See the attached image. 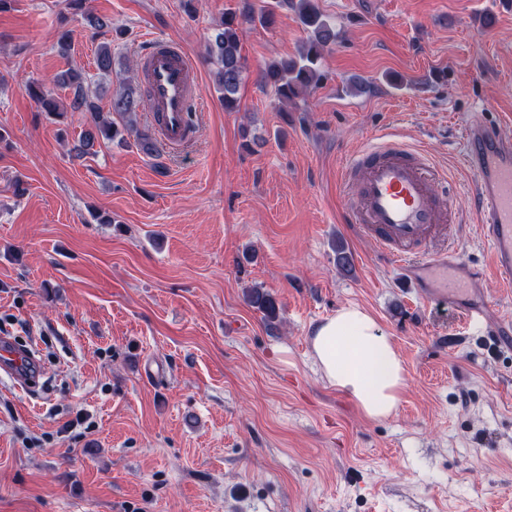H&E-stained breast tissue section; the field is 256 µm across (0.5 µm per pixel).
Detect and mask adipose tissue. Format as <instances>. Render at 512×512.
<instances>
[{"instance_id":"1","label":"adipose tissue","mask_w":512,"mask_h":512,"mask_svg":"<svg viewBox=\"0 0 512 512\" xmlns=\"http://www.w3.org/2000/svg\"><path fill=\"white\" fill-rule=\"evenodd\" d=\"M312 355L327 381L365 418L392 415L405 386V367L374 317L347 305L311 330Z\"/></svg>"}]
</instances>
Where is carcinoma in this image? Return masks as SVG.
Instances as JSON below:
<instances>
[{
	"label": "carcinoma",
	"instance_id": "1",
	"mask_svg": "<svg viewBox=\"0 0 512 512\" xmlns=\"http://www.w3.org/2000/svg\"><path fill=\"white\" fill-rule=\"evenodd\" d=\"M67 8L82 14L89 26L100 28L104 22L85 11L87 0H65ZM287 7L294 11L298 22L307 32V38L299 45L292 57L267 64L261 72V81L271 87L277 99L281 101L294 100L303 93L318 86L323 74L320 63L329 46L340 38L336 26L325 16L320 8L319 0H270L259 11L248 7L242 13V19L247 23H259L263 27L273 24L275 10ZM207 54L217 66V84L223 92L224 111H239V89L245 78V59L240 54V22L232 12L224 14V20L215 28V33L207 42ZM112 50L109 45L101 44L95 55L96 70L101 75L112 73ZM92 77L85 72L70 69L66 74L55 79V83L73 90L69 102L72 112L90 114L89 129L85 130L76 147L78 153L84 155L100 140L112 141L124 138L131 132L133 121L120 128L106 120L97 104V92L91 90ZM29 93L45 108L54 107V97L51 89L39 82L29 84ZM140 102L134 97L133 88L127 86L122 91L112 95L111 110L130 116L137 111ZM247 303L263 313L267 321L278 317L279 306L276 298L269 292L255 287L246 291Z\"/></svg>",
	"mask_w": 512,
	"mask_h": 512
}]
</instances>
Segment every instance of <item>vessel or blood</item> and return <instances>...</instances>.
Instances as JSON below:
<instances>
[{"mask_svg":"<svg viewBox=\"0 0 512 512\" xmlns=\"http://www.w3.org/2000/svg\"><path fill=\"white\" fill-rule=\"evenodd\" d=\"M141 74L160 140L178 149L197 133L199 69L173 41L149 37ZM464 162L476 175L475 207L483 216L491 246L489 265L480 269L455 244L427 247L442 211L432 191L436 174L425 155L389 137L361 150L341 171L348 223L369 235L380 253L401 270L408 287L427 301L445 303L461 315L465 329L505 345L512 321L492 318L481 294L488 276L512 287V138L498 126L472 118L463 128ZM28 355L0 341V370L22 375Z\"/></svg>","mask_w":512,"mask_h":512,"instance_id":"vessel-or-blood-1","label":"vessel or blood"}]
</instances>
